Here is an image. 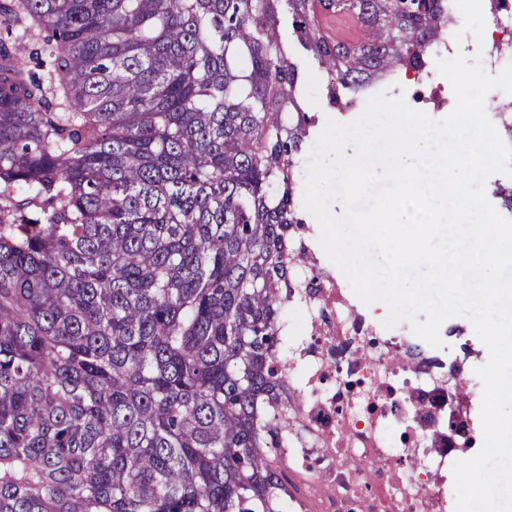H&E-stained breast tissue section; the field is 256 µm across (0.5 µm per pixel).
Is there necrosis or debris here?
Segmentation results:
<instances>
[{
	"mask_svg": "<svg viewBox=\"0 0 512 512\" xmlns=\"http://www.w3.org/2000/svg\"><path fill=\"white\" fill-rule=\"evenodd\" d=\"M482 58L491 72L512 59V0H500ZM310 275L315 288L299 287ZM289 279L288 305L309 324L276 365L288 374L270 457L277 512H455L452 467L483 443L481 428L457 435L449 421V376L481 383L469 343L454 352L391 334L380 308L318 263Z\"/></svg>",
	"mask_w": 512,
	"mask_h": 512,
	"instance_id": "obj_1",
	"label": "necrosis or debris"
}]
</instances>
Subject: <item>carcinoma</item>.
Instances as JSON below:
<instances>
[{
  "instance_id": "cac0c4a2",
  "label": "carcinoma",
  "mask_w": 512,
  "mask_h": 512,
  "mask_svg": "<svg viewBox=\"0 0 512 512\" xmlns=\"http://www.w3.org/2000/svg\"><path fill=\"white\" fill-rule=\"evenodd\" d=\"M356 18L328 41L317 10ZM421 76L448 0H9L0 41V512H274L266 417L314 126ZM512 214V182L493 190ZM283 40L288 45V19L285 18L283 28ZM288 52L293 60L297 63L302 76L301 93L305 106V110L309 115L316 116L315 127L311 128V140L307 143L306 148L301 156L300 167L298 170L299 190L302 200V212L306 219L307 225L310 227L306 236L314 242L319 243L320 228L317 221L304 207V186L306 175L307 158L312 150L318 136L325 127L326 118L331 117L340 122H349L357 118L363 111L365 103H360L351 111L339 112L336 108L330 107L327 102V76L319 67L317 62L302 55L294 44L290 42Z\"/></svg>"
}]
</instances>
